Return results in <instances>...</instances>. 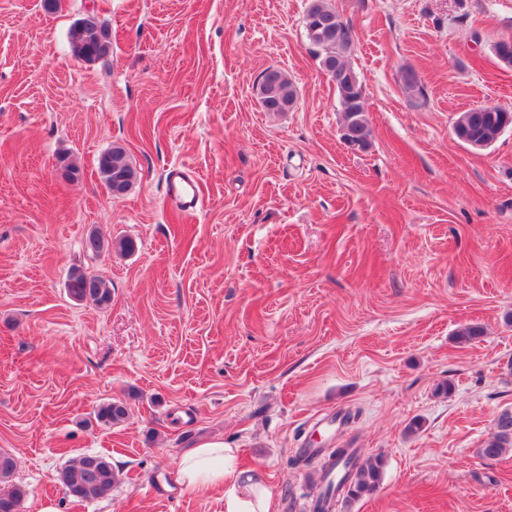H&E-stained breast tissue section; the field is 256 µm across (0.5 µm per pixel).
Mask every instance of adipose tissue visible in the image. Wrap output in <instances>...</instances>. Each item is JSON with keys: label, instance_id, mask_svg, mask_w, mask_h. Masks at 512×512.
I'll return each mask as SVG.
<instances>
[{"label": "adipose tissue", "instance_id": "ef3b65f1", "mask_svg": "<svg viewBox=\"0 0 512 512\" xmlns=\"http://www.w3.org/2000/svg\"><path fill=\"white\" fill-rule=\"evenodd\" d=\"M177 469L188 489H222L224 512H272V494L262 473L240 466L236 449L221 439L199 442L180 456Z\"/></svg>", "mask_w": 512, "mask_h": 512}]
</instances>
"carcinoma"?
<instances>
[{
  "instance_id": "1",
  "label": "carcinoma",
  "mask_w": 512,
  "mask_h": 512,
  "mask_svg": "<svg viewBox=\"0 0 512 512\" xmlns=\"http://www.w3.org/2000/svg\"><path fill=\"white\" fill-rule=\"evenodd\" d=\"M307 40L320 60L321 69L331 78L342 112L343 139L351 146L364 148L369 143V130L365 118L363 85L351 64L356 46L353 26L344 21L329 0H310L304 15ZM75 57L93 52L96 59L112 53L109 29L94 12L87 13L71 40ZM258 95L270 112H286L296 103L298 91L288 75L279 68L265 69L258 80ZM512 125V113L496 107L480 106L460 113L454 122V134L463 143L473 146H491L503 130ZM98 171L103 182L112 184L117 195L127 193L138 178V170L123 146L112 145L98 160ZM111 246L122 251L133 249V243L120 240L114 244L92 232L87 237V247L99 253ZM67 293L76 301L89 300L103 307L110 303L112 291L106 281L81 269L69 272ZM483 328L470 324L456 332V340L468 344L483 336ZM127 417V408L120 402H107L96 411L97 421L112 425ZM512 450V411L505 410L495 420V431L485 440L477 454L486 460H496ZM332 461L323 466V479L341 462L347 460V470L341 480L325 484L318 503L328 512L339 492L351 500L376 490L382 481L385 458L381 454L361 457L355 451H333ZM57 480L65 491L79 501H92L106 496L117 482L111 459L101 454H84L58 472ZM24 491L18 487L0 495V512H16Z\"/></svg>"
}]
</instances>
